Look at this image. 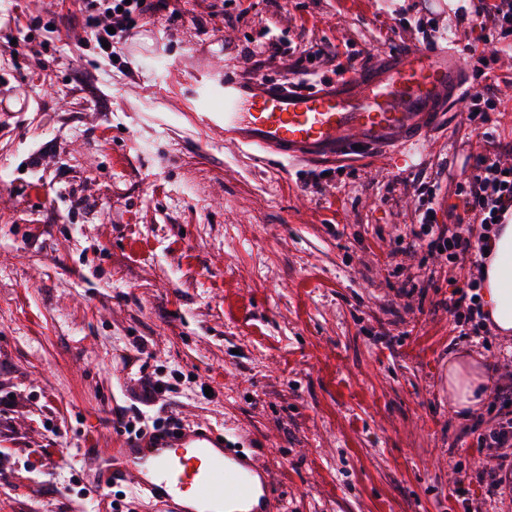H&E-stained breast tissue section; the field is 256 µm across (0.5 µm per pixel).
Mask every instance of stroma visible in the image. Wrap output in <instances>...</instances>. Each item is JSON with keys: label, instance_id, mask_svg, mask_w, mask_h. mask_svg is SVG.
I'll return each mask as SVG.
<instances>
[{"label": "stroma", "instance_id": "obj_1", "mask_svg": "<svg viewBox=\"0 0 512 512\" xmlns=\"http://www.w3.org/2000/svg\"><path fill=\"white\" fill-rule=\"evenodd\" d=\"M479 5L168 0L110 60L81 0H0V512H164L92 465L120 416L157 414L153 376L184 424L260 461L264 512H512L472 478L492 464L471 432L489 402L463 418L448 400L451 357L488 367L512 338L455 336L467 272L415 244L421 186L447 221L488 149L466 104L417 164L306 165L226 142L197 95L224 70L296 81L317 46L333 78L448 31L472 44ZM493 51L490 125L512 144V39Z\"/></svg>", "mask_w": 512, "mask_h": 512}]
</instances>
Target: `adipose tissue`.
Returning <instances> with one entry per match:
<instances>
[{"label": "adipose tissue", "mask_w": 512, "mask_h": 512, "mask_svg": "<svg viewBox=\"0 0 512 512\" xmlns=\"http://www.w3.org/2000/svg\"><path fill=\"white\" fill-rule=\"evenodd\" d=\"M483 310L501 335L512 334V224L500 225L484 265ZM485 375L476 361L459 357L448 363V395L461 416L483 397Z\"/></svg>", "instance_id": "ef3b65f1"}]
</instances>
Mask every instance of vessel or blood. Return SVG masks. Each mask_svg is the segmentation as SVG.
<instances>
[{"label": "vessel or blood", "mask_w": 512, "mask_h": 512, "mask_svg": "<svg viewBox=\"0 0 512 512\" xmlns=\"http://www.w3.org/2000/svg\"><path fill=\"white\" fill-rule=\"evenodd\" d=\"M462 54L447 45L380 52L356 73L322 80L310 90L254 75H223L203 87L220 101L208 113L226 141L272 151L289 161L336 162L357 151L394 147L417 156L428 135L467 92ZM103 476L130 477L166 512H260L269 494L260 464L225 448L199 423L125 440L96 464Z\"/></svg>", "instance_id": "obj_1"}]
</instances>
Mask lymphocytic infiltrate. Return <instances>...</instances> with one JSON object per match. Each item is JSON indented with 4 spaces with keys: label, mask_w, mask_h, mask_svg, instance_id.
Segmentation results:
<instances>
[{
    "label": "lymphocytic infiltrate",
    "mask_w": 512,
    "mask_h": 512,
    "mask_svg": "<svg viewBox=\"0 0 512 512\" xmlns=\"http://www.w3.org/2000/svg\"><path fill=\"white\" fill-rule=\"evenodd\" d=\"M165 0H83L84 24L95 44H114L128 38L145 16L162 11ZM478 42L490 44L512 36V0H487L476 16ZM502 149L477 156L475 164L458 186L463 212L454 223L438 218L437 192H420L419 222L429 247L441 250L446 262L469 261L470 275L464 290L448 300L454 332L461 336H484L488 318L478 300L483 281L484 250L501 224L512 220V162L504 161ZM497 413L491 426L478 435L481 447L494 451L496 467L478 471L477 479L487 493L496 494L504 473L512 472V381L493 393Z\"/></svg>",
    "instance_id": "1"
}]
</instances>
